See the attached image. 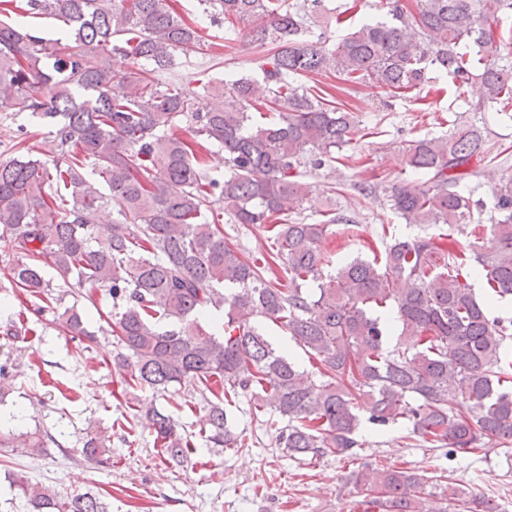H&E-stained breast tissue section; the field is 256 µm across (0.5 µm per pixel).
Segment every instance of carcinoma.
<instances>
[{"mask_svg": "<svg viewBox=\"0 0 512 512\" xmlns=\"http://www.w3.org/2000/svg\"><path fill=\"white\" fill-rule=\"evenodd\" d=\"M217 4L224 22L244 25L242 38L270 52L262 79H229L222 109L179 89L162 90L152 71L174 53L201 49L195 19L169 0H21L22 17L63 22L61 39L0 20V111L29 112L54 127L58 153L15 143L17 155L0 162V237L12 243L6 260L13 292L50 300L42 268L111 299L118 365L128 386L164 392L179 386L200 393L209 412L206 441L241 448L228 424L225 401L213 387L230 385L268 416L275 444L294 458H351L361 414L374 425L401 423L410 434L449 452L482 449V440L512 443V321L489 318V302L512 295V183L495 193L489 245L462 243L457 224H470L480 200L465 193L471 161L483 137L456 129L442 139L412 140L404 150L422 185L391 186L390 208L409 224H446L438 237L396 239L372 259L356 257L323 276L319 249L329 224L291 221L309 185L303 163L334 160L350 141L354 115L328 94L294 85L302 75L335 73L370 84L390 97L421 91L431 74L458 89L480 79L485 99L512 107V75L495 62L473 73V54L495 53L492 26L512 12V0H378L381 19L354 23L352 6L335 23L352 25L336 46L311 26L322 0H199ZM66 43H61V40ZM123 86L111 94L113 83ZM265 108L278 120L261 123ZM191 123L192 139L177 134ZM219 146L228 170L212 177L202 159ZM91 164L103 193L81 170ZM181 187L170 193L167 185ZM234 208L239 224H268L273 242L260 258H246L224 242V225L208 220L215 203ZM110 208L109 224L98 222ZM281 263L288 283L265 278ZM485 284L486 300L469 283ZM318 282L314 293L304 289ZM217 315L210 328L199 319ZM397 319L392 348L387 322ZM269 320L286 331L320 376L295 361L261 329ZM61 328L96 340L76 306L58 315ZM458 393L461 402L448 406ZM164 455L186 458L191 441L172 417L139 408ZM59 446L50 434L0 431L1 448L31 455ZM105 439L85 442L88 459L107 455ZM366 512H419L428 478L409 469L352 471ZM28 512H108L90 492L61 495L20 477L13 480Z\"/></svg>", "mask_w": 512, "mask_h": 512, "instance_id": "carcinoma-1", "label": "carcinoma"}]
</instances>
